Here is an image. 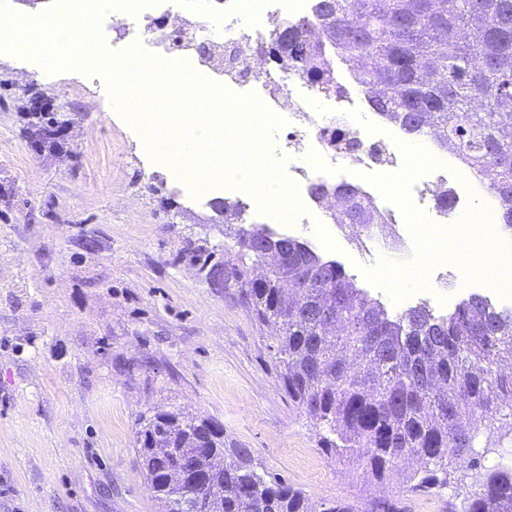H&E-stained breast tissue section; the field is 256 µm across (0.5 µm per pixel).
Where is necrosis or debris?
Instances as JSON below:
<instances>
[{
  "label": "necrosis or debris",
  "mask_w": 512,
  "mask_h": 512,
  "mask_svg": "<svg viewBox=\"0 0 512 512\" xmlns=\"http://www.w3.org/2000/svg\"><path fill=\"white\" fill-rule=\"evenodd\" d=\"M156 12L166 18L165 29L153 27L152 15ZM258 13V20L250 27L253 37L245 40L236 9L229 7L215 13L198 8L199 19L191 37L201 45L239 47L236 72L243 95L256 96L282 119L278 152L288 160L286 180L294 185L299 202L288 230L324 223L328 230L320 241L322 247L336 243L363 260L388 255L398 258L400 268L415 266L421 255L417 228L397 220L400 201L383 193L378 184L379 178L407 166L402 129L387 121L373 127L361 122L359 110L364 94L359 86H350L340 94H327L311 77L270 64L266 50L276 26L313 23L311 0H261ZM113 20L123 29L128 45H139L145 58H157L182 48L177 40L178 31L185 27L182 0H156L133 15L118 11ZM315 174L329 184L340 176L354 178L360 198L382 216V223H329L325 203L314 198L308 187ZM422 179L432 192L443 183L454 182L452 204L463 212L469 210L471 199L482 187L481 182L468 175L463 163L443 154L432 156Z\"/></svg>",
  "instance_id": "necrosis-or-debris-1"
}]
</instances>
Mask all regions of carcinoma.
I'll return each instance as SVG.
<instances>
[{
    "mask_svg": "<svg viewBox=\"0 0 512 512\" xmlns=\"http://www.w3.org/2000/svg\"><path fill=\"white\" fill-rule=\"evenodd\" d=\"M329 43L307 24L277 28L279 67L342 86L346 67L379 116L459 156L501 203L512 228V0H312ZM350 224L371 214L354 185L334 188ZM234 244L224 258L204 244L187 257L209 284L238 288L262 325L275 327L272 363L288 397L322 428L321 450L376 481L411 493L448 485V465L472 453L481 427L512 420V310L471 295L448 318L425 306L391 315L351 285L340 263L307 243L244 224L216 200ZM288 290L282 293V276ZM135 447L159 512H398L373 499L312 503L253 451L224 439L209 418L179 406L140 416ZM412 460L416 469L403 470ZM451 512H512V466Z\"/></svg>",
    "mask_w": 512,
    "mask_h": 512,
    "instance_id": "obj_1",
    "label": "carcinoma"
}]
</instances>
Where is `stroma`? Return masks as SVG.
<instances>
[{"instance_id": "obj_1", "label": "stroma", "mask_w": 512, "mask_h": 512, "mask_svg": "<svg viewBox=\"0 0 512 512\" xmlns=\"http://www.w3.org/2000/svg\"><path fill=\"white\" fill-rule=\"evenodd\" d=\"M34 95L55 150L35 146L23 110ZM211 214L97 76L0 52V512H157L135 425L173 405L218 421L314 501L450 512L512 464V433L498 428L478 438V466L458 462L452 484L416 495L322 453L271 364V328L181 257L191 241L229 246L205 229Z\"/></svg>"}]
</instances>
